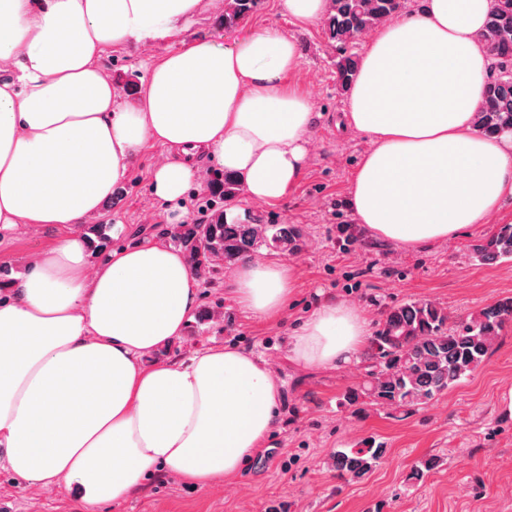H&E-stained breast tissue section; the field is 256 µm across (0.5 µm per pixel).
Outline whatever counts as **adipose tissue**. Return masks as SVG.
I'll use <instances>...</instances> for the list:
<instances>
[{"mask_svg":"<svg viewBox=\"0 0 512 512\" xmlns=\"http://www.w3.org/2000/svg\"><path fill=\"white\" fill-rule=\"evenodd\" d=\"M200 0H0V229L57 224L65 235L0 298V462L26 484L65 481L87 512L120 505L163 466L204 487L229 478L274 428L283 390L268 364L236 347L185 362L143 360L182 335L199 299L184 253L160 242L109 250L70 233L100 211L147 142L170 160L154 196L179 199L204 155L253 201L282 199L302 178L313 123L288 85L300 64L279 27L230 46L194 42L148 75L122 111L94 60L132 40L167 38ZM493 0H423L371 35L344 108L370 137L350 207L376 235L418 250L488 224L512 202V135L475 127L489 59L480 35ZM294 292L291 268L242 260L227 297L271 319ZM367 318L318 307L291 343L303 366H342L364 347Z\"/></svg>","mask_w":512,"mask_h":512,"instance_id":"obj_1","label":"adipose tissue"}]
</instances>
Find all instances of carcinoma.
<instances>
[{
	"instance_id": "obj_1",
	"label": "carcinoma",
	"mask_w": 512,
	"mask_h": 512,
	"mask_svg": "<svg viewBox=\"0 0 512 512\" xmlns=\"http://www.w3.org/2000/svg\"><path fill=\"white\" fill-rule=\"evenodd\" d=\"M261 0H224V28H233L255 13ZM402 0H329L322 24L336 54L340 90L351 85L359 66L351 47L363 34L399 15ZM482 41L490 60V77L476 115V128L488 135L512 134V0H495ZM214 193L202 223L181 224L171 239L188 254L195 269L208 275L219 264L229 269L259 249L294 253L302 233L293 224H266L253 212L235 224L224 219L222 203L241 191L224 174L210 182ZM481 263L512 261V224H498L469 245ZM512 320V299L480 309L468 319L449 323L447 308L430 299H410L388 309L381 328L365 350L367 369L361 383L348 388L341 405H378L409 411L430 405L441 394L471 376L488 359L505 324ZM384 443L368 439L333 455L337 476L365 477L385 456Z\"/></svg>"
}]
</instances>
